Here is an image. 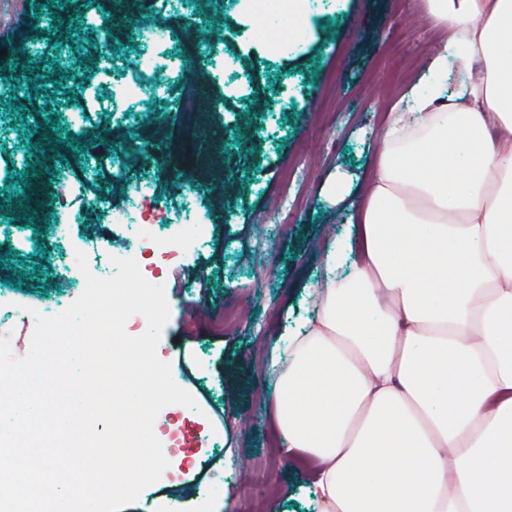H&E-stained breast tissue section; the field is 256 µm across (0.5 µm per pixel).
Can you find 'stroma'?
Instances as JSON below:
<instances>
[{"instance_id": "35a3bbf8", "label": "stroma", "mask_w": 512, "mask_h": 512, "mask_svg": "<svg viewBox=\"0 0 512 512\" xmlns=\"http://www.w3.org/2000/svg\"><path fill=\"white\" fill-rule=\"evenodd\" d=\"M301 34L288 25L255 33L244 0H149L140 21L165 22L153 42L129 27L110 64L88 65L98 30L76 16L69 36L48 42L44 0H0V42L26 44L24 58L0 55V337L13 357L30 350L22 308L53 310L80 295L70 276L73 247L128 257L134 228L115 224L135 189L147 187L163 234L195 243L159 269L170 319L159 358L182 382L179 356L207 395L196 408L165 407L154 432L169 462L161 478L122 512H316L298 472L276 449L269 403L283 344L316 307L325 245L347 236L364 204L378 140L408 88L425 76L443 30L422 0H304ZM159 72L141 70L143 56ZM192 72L200 94L197 127L218 134L219 157L203 140L171 150L184 115L158 82ZM135 83L142 92L120 96ZM38 110H31L30 101ZM43 128L76 149L57 167L41 214L26 207ZM204 163L203 179L176 168ZM294 209L280 211L284 194ZM207 263L206 286L193 276ZM240 313L225 327L224 313ZM270 466L276 488L254 482Z\"/></svg>"}]
</instances>
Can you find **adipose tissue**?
I'll return each instance as SVG.
<instances>
[{"mask_svg":"<svg viewBox=\"0 0 512 512\" xmlns=\"http://www.w3.org/2000/svg\"><path fill=\"white\" fill-rule=\"evenodd\" d=\"M426 11L432 76L381 135L272 398L318 512H512V0Z\"/></svg>","mask_w":512,"mask_h":512,"instance_id":"adipose-tissue-1","label":"adipose tissue"}]
</instances>
